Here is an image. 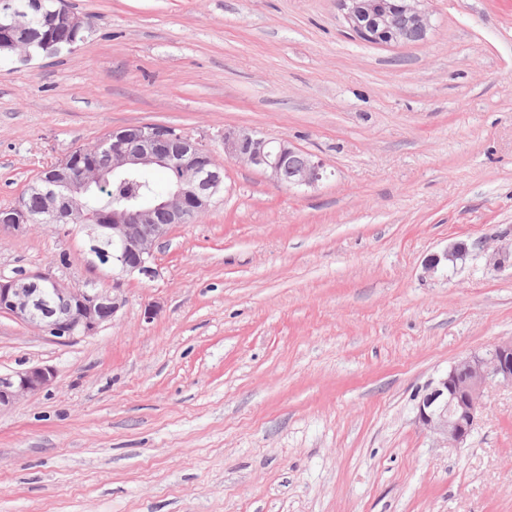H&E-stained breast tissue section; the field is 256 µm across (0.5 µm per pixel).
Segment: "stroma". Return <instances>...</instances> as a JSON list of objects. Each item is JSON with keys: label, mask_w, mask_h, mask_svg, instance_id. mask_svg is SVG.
Here are the masks:
<instances>
[{"label": "stroma", "mask_w": 512, "mask_h": 512, "mask_svg": "<svg viewBox=\"0 0 512 512\" xmlns=\"http://www.w3.org/2000/svg\"><path fill=\"white\" fill-rule=\"evenodd\" d=\"M66 2L83 42L0 62V209L144 124L199 140L226 190L96 333L0 314V373L54 371L0 411V512H512V387L463 447L416 421L431 380L512 338V256L488 263L512 247V0H424L401 46L358 40L339 0ZM228 128L327 179L225 161ZM22 271L112 289L71 224L0 231V276Z\"/></svg>", "instance_id": "1"}]
</instances>
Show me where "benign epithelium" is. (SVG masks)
Segmentation results:
<instances>
[{
    "instance_id": "obj_1",
    "label": "benign epithelium",
    "mask_w": 512,
    "mask_h": 512,
    "mask_svg": "<svg viewBox=\"0 0 512 512\" xmlns=\"http://www.w3.org/2000/svg\"><path fill=\"white\" fill-rule=\"evenodd\" d=\"M349 29L360 40L381 46H398L421 40L430 28L429 14L418 0H341ZM25 13L11 0H0V47L22 61L33 58L36 43L44 57L72 48L87 20L60 6L43 13L42 28L25 41ZM110 161L99 164L92 157L67 156L45 169L27 189L40 194L42 215L64 224L73 213L87 207L91 198L107 191L112 180L153 166L169 167L176 182L154 206L116 207L104 213L103 222L88 225L89 237L112 251L99 260L112 265L116 285L112 293L72 290L48 274H24L0 278V313L33 326L53 340L70 342L95 333L113 320L126 299L120 288L127 275L151 277L154 252L172 224H184L188 215L207 211L224 182L223 167L199 142L172 135L159 124L128 126L112 132L107 142ZM303 154L304 162L290 170L286 186L311 188L327 178L322 161L287 142H275L244 129L224 130V157L241 162L282 182L288 160ZM165 210L168 224L153 223L156 209ZM31 221L17 203L0 209V223L18 230ZM54 377L48 366L34 365L24 371L0 373V409L19 398L46 388ZM492 384L512 386V338L485 351H475L455 362L446 373L431 381L417 403L419 426L445 447L460 448L478 422L480 400Z\"/></svg>"
}]
</instances>
